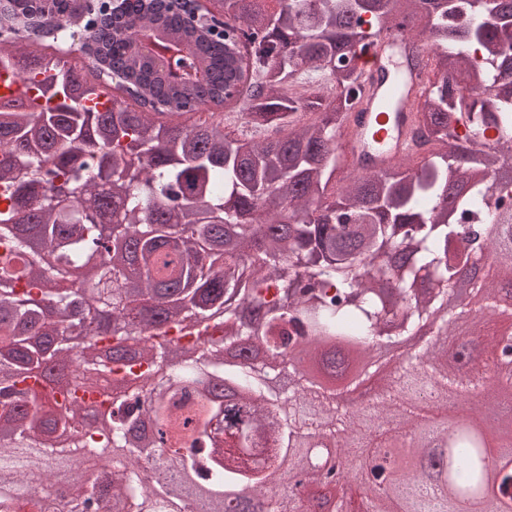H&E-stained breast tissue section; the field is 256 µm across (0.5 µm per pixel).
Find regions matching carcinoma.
<instances>
[{
	"label": "carcinoma",
	"mask_w": 512,
	"mask_h": 512,
	"mask_svg": "<svg viewBox=\"0 0 512 512\" xmlns=\"http://www.w3.org/2000/svg\"><path fill=\"white\" fill-rule=\"evenodd\" d=\"M189 2L112 0L104 30L79 23L82 0H49L0 47V69L45 98L0 103V512H26L62 471L72 492L39 512L330 505L292 494L298 475L343 512H512V440L499 471L471 433L447 471L418 467L430 434L412 404L512 391V194L468 174L512 161V0H217L249 59L232 105L224 39L185 25ZM406 19L434 72L413 103L421 150L351 174L356 60ZM63 25L140 107L36 54L27 36ZM147 39L178 65L205 57L204 74L164 69ZM187 107L206 117L182 124ZM488 249L498 269L459 289ZM424 328L431 343L373 401L341 404L390 330ZM147 418L156 441L134 436ZM388 418L407 432L388 438L403 453L376 465L391 475L376 488L354 460ZM312 438L337 450L341 480L306 469Z\"/></svg>",
	"instance_id": "cac0c4a2"
}]
</instances>
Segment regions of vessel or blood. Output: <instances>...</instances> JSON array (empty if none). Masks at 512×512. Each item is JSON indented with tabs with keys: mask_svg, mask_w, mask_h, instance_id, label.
I'll return each mask as SVG.
<instances>
[{
	"mask_svg": "<svg viewBox=\"0 0 512 512\" xmlns=\"http://www.w3.org/2000/svg\"><path fill=\"white\" fill-rule=\"evenodd\" d=\"M412 43L408 31L394 30L382 35L358 62L366 81L349 118L350 134L344 143L354 171L381 170L412 147V102L423 90L418 69L407 62ZM25 92L15 71L0 70V98H16Z\"/></svg>",
	"mask_w": 512,
	"mask_h": 512,
	"instance_id": "obj_1",
	"label": "vessel or blood"
}]
</instances>
